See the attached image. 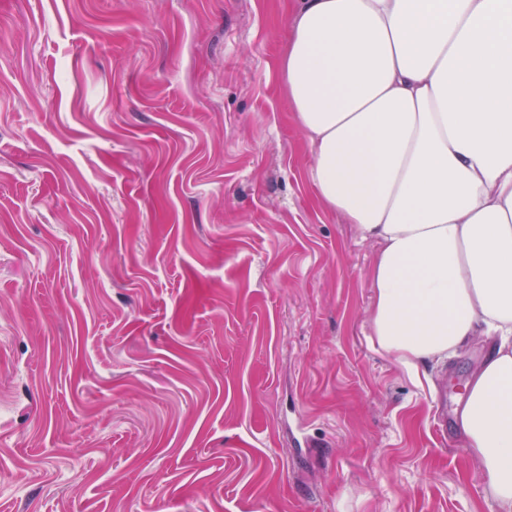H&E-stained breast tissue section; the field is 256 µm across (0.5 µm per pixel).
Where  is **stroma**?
Segmentation results:
<instances>
[{"instance_id":"obj_1","label":"stroma","mask_w":512,"mask_h":512,"mask_svg":"<svg viewBox=\"0 0 512 512\" xmlns=\"http://www.w3.org/2000/svg\"><path fill=\"white\" fill-rule=\"evenodd\" d=\"M289 0H0V512H497L368 343L317 201Z\"/></svg>"}]
</instances>
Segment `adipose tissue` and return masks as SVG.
I'll list each match as a JSON object with an SVG mask.
<instances>
[{"mask_svg": "<svg viewBox=\"0 0 512 512\" xmlns=\"http://www.w3.org/2000/svg\"><path fill=\"white\" fill-rule=\"evenodd\" d=\"M280 71L318 202L378 246L370 345L420 385L490 339L458 424L512 512V0H292Z\"/></svg>", "mask_w": 512, "mask_h": 512, "instance_id": "adipose-tissue-1", "label": "adipose tissue"}]
</instances>
